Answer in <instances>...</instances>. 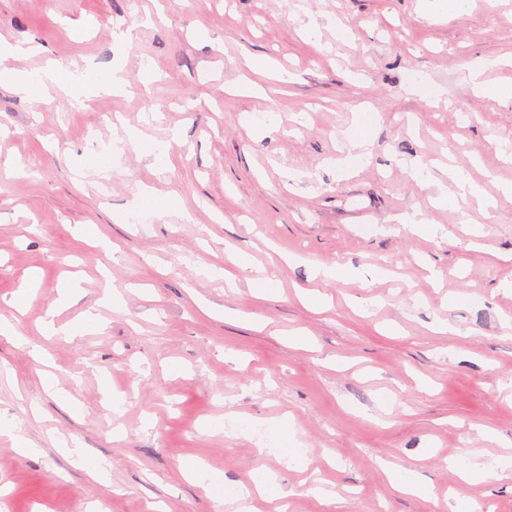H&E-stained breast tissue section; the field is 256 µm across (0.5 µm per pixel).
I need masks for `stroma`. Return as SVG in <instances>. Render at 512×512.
I'll use <instances>...</instances> for the list:
<instances>
[{"instance_id": "obj_1", "label": "stroma", "mask_w": 512, "mask_h": 512, "mask_svg": "<svg viewBox=\"0 0 512 512\" xmlns=\"http://www.w3.org/2000/svg\"><path fill=\"white\" fill-rule=\"evenodd\" d=\"M1 38L42 46L18 69L51 59L66 82L73 65L119 63L129 83L80 107L56 87L37 102L0 86V419L36 449L0 436L8 512H235L188 479L198 462L222 485L267 474L290 512H449L455 495L512 512V477L497 476L512 461V98L468 78L481 63L512 89V0L442 17L425 0H0ZM116 118L139 142L104 197L91 165ZM354 128L366 158L348 170ZM175 129L169 162L142 154ZM452 166L482 195L436 206ZM144 190L180 207L139 230L127 216ZM413 212L436 233L389 221ZM238 251L272 292L222 277ZM324 264L351 275L317 277ZM34 271L35 297L8 306ZM69 277L81 287L61 307ZM106 288L124 302L95 328L43 335L49 308L80 323ZM48 362L60 393L42 386ZM282 417L303 463L262 442ZM451 460L489 476L456 485ZM390 466L432 494H400Z\"/></svg>"}]
</instances>
